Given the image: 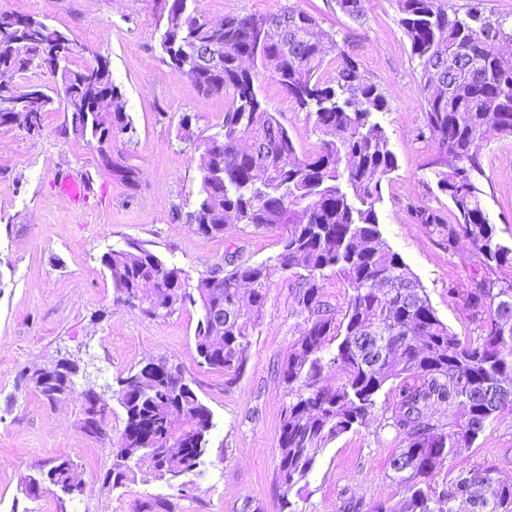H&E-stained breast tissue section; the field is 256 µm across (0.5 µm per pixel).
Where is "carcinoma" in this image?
<instances>
[{
    "label": "carcinoma",
    "mask_w": 512,
    "mask_h": 512,
    "mask_svg": "<svg viewBox=\"0 0 512 512\" xmlns=\"http://www.w3.org/2000/svg\"><path fill=\"white\" fill-rule=\"evenodd\" d=\"M195 0H171L159 45L174 72L189 67L187 50L213 39L224 41V71L199 75L195 84L207 96L231 93L221 131L202 140L200 183L187 219L205 236L219 237L239 224L279 231L283 269L301 268L296 300L304 328L281 366L288 400L281 411L277 479L282 507L305 512L306 480L318 450L329 441L368 426L388 382L396 387L395 408L387 425L399 450L389 468L403 491L398 512H512V483L495 479L488 466L431 486L448 459L472 447L503 414H512V278L482 280L462 297L465 311L478 322V340L463 342L437 315L425 288L383 239L377 204L382 183L396 171L397 158L374 115L388 109L384 95L346 51L335 67L323 68L324 50L316 37L319 23L308 12L283 8L257 16L224 17L211 27L192 7ZM474 0L465 14L448 10L446 0H399V24L418 60L425 100L420 135L434 146L438 190L448 210L415 206L411 218L452 245L463 239L471 256L486 267L512 272V245L502 241L485 211L482 143L492 124L512 136V57L487 43L493 35L512 38V21L486 17ZM339 11L361 21L365 0H336ZM83 51L67 32L35 15L0 14V74H21L56 61L52 74L66 103L68 129L103 145L134 132L123 94L109 64L69 68ZM260 64L298 110L314 118L325 136L317 149L299 156L288 129L269 111L256 82L244 67ZM0 81V126L23 117L24 128L40 130L54 104L48 87ZM112 99V110L96 103ZM121 179L134 184L139 171L102 154ZM117 300L130 293L156 301L167 316L187 305L224 307L223 338L211 339V324L198 321L195 346L202 363L226 374L244 367L249 337L262 315L270 283L267 263L233 265L216 281L190 276L169 266L140 241L101 256ZM342 277L348 293L340 305L326 300L327 277ZM251 288L248 305L239 290ZM338 373L331 383L327 369ZM29 381L46 399L66 398L59 379L34 374ZM125 411L119 447L104 482L123 484L144 467L184 492L186 478L200 475L211 452L209 407L197 396L182 368L166 359L150 361L120 381L117 396ZM434 404L448 408V422L428 414ZM107 407L99 421L83 413L81 428L106 436ZM76 464L56 462L45 474L54 484L73 479Z\"/></svg>",
    "instance_id": "carcinoma-1"
}]
</instances>
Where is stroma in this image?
Here are the masks:
<instances>
[{
	"label": "stroma",
	"instance_id": "stroma-1",
	"mask_svg": "<svg viewBox=\"0 0 512 512\" xmlns=\"http://www.w3.org/2000/svg\"><path fill=\"white\" fill-rule=\"evenodd\" d=\"M315 13L319 29L334 35L325 49L333 63L338 49L359 61L385 96L376 116L389 136L398 168L382 186L380 229L391 249L417 275L438 316L461 340L478 337L475 322L459 304L483 279L505 273L471 259L466 241L448 247L413 223L414 206H447L428 166L430 142L419 136L424 98L420 68L398 23V0H366L362 22L340 13L336 0H197L206 19L233 14L266 15L280 8ZM0 13L38 15L67 31L84 52L71 67L95 57L110 63L123 93L133 137L98 146L66 129L63 102L45 114L41 129L0 127V512H280L276 481L278 435L285 401L279 371L304 320L295 302L296 271L270 268V290L240 375L201 366L195 330L201 317L187 307L151 318L115 299L100 257L138 240L191 279L227 266L230 256L263 262L279 250L274 230L232 228L219 238L197 234L186 222L200 179V150L180 136L179 120L194 116L196 134L218 131L229 95L205 96L175 73L159 48L166 0H0ZM258 84L270 111L288 129L299 155L312 153L322 137L313 118L297 111L279 85L261 75ZM124 158L140 173L131 186L106 167L102 154ZM484 206L500 238L512 241V137L489 132L484 146ZM87 176L93 194L75 206L58 184L68 175ZM167 358L183 366L212 412V454L202 477L186 494L164 480L136 473L121 487L105 484L110 446L119 445L124 411L115 392L122 377L148 361ZM83 368L69 396L52 402L26 373L60 359ZM108 406L107 439L80 428L88 390ZM393 408L382 393L368 426L329 442L307 477L306 512H342L346 499L393 507L402 490L388 461L397 451L386 422ZM69 458L84 487L62 498L60 490L27 494L25 486L57 460ZM494 463L501 480L512 481V416L504 415L472 448L451 459L437 475L444 483L459 473Z\"/></svg>",
	"mask_w": 512,
	"mask_h": 512
}]
</instances>
